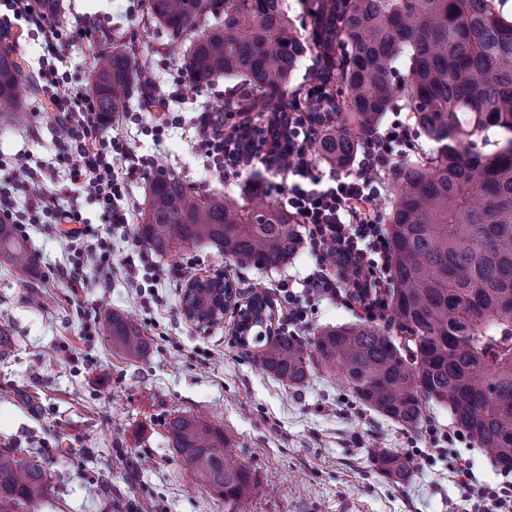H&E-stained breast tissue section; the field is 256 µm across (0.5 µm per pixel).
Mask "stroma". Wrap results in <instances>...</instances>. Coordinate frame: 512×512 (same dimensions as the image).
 <instances>
[{
  "label": "stroma",
  "mask_w": 512,
  "mask_h": 512,
  "mask_svg": "<svg viewBox=\"0 0 512 512\" xmlns=\"http://www.w3.org/2000/svg\"><path fill=\"white\" fill-rule=\"evenodd\" d=\"M56 24L73 29L82 20L93 37L74 38L62 53L74 80L93 85V55L105 40L136 46L146 69L171 87L182 70L164 52L168 35L151 24L143 0H57ZM222 78L208 89H183L170 102L182 125L156 135L134 92L109 136L123 141L144 163L125 179L123 203L146 208L150 179L165 172L199 193L240 195L250 170L207 173L194 151L191 123L199 112L218 107L235 86ZM28 114L17 125L0 117V180L12 176L10 157L27 152L35 165H56L54 144L61 129L49 91L26 94ZM26 242L38 258L30 277L0 259V330L12 342L0 357V448L40 456L52 489L43 512H470L473 502L454 474L458 459L472 465L477 480L497 485L504 471L471 437L453 452L438 450L435 433L454 429L447 405L429 402L420 428L411 429L362 405L349 387L311 362L310 377L287 387L264 372L256 342L234 336L236 315L199 327L182 313L189 282L216 272L230 280L240 300L263 286L274 324H281L280 281L298 285L318 264L309 244L275 269L225 259L214 244L198 243L154 259V294L123 271L108 288L89 274L74 292L48 280L65 264L69 249L50 224H32ZM131 315L150 343L139 359L113 351L106 336L112 313ZM358 304L328 300L315 304L297 336L366 321ZM176 414L196 416L224 430L232 454L255 478L243 499H224L185 465L168 441L167 422ZM379 447L410 460L400 480L382 471L370 455Z\"/></svg>",
  "instance_id": "1"
}]
</instances>
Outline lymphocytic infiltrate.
<instances>
[{
	"instance_id": "f902f5d3",
	"label": "lymphocytic infiltrate",
	"mask_w": 512,
	"mask_h": 512,
	"mask_svg": "<svg viewBox=\"0 0 512 512\" xmlns=\"http://www.w3.org/2000/svg\"><path fill=\"white\" fill-rule=\"evenodd\" d=\"M43 4L44 0H0L5 8L0 15V31H10L17 19L39 28L45 48L40 76L51 92L64 130L60 150L63 155L75 154L81 159L80 166L69 169L68 178L83 183L108 223L98 234H90L75 206L60 204L56 197L48 195L44 171L32 167L26 153L11 158L13 179L0 184V221L13 225L23 235L28 225L44 220L54 225L61 239L73 244L68 265L52 269L53 279L73 285L89 268L106 280L112 275V231L132 221L131 213L119 204L124 183L118 170L120 163L129 162L131 154L122 142L102 136L95 99L87 87L59 71L58 45L66 35ZM251 124L247 106L233 100L225 101L223 110L200 114L194 149L204 158L206 170L246 165L255 152L254 146L236 136L234 130ZM317 132L315 126L300 124L288 130L285 165L293 181L281 191L283 205L291 217L304 225L311 248L322 254L328 247H336L342 265L351 269L352 277L335 279L320 267L305 278L301 292L281 285L288 305L285 320L294 325L305 321L306 306L315 298L357 302L372 318L386 309L382 290L388 285L391 255L384 228L375 219L371 206L380 194L381 174L393 166L395 155L390 144L411 139L407 124L394 121L368 139L355 171L326 181L316 173L308 157L307 145ZM19 194L24 197L20 203L15 200Z\"/></svg>"
}]
</instances>
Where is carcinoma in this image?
<instances>
[{
	"label": "carcinoma",
	"instance_id": "carcinoma-1",
	"mask_svg": "<svg viewBox=\"0 0 512 512\" xmlns=\"http://www.w3.org/2000/svg\"><path fill=\"white\" fill-rule=\"evenodd\" d=\"M506 0H318L311 34L301 33L283 0H144L147 19L169 35L165 52L183 60L196 91L221 77H245L244 92L273 112L300 110L288 84L315 46L322 85L336 81L335 124L312 144L318 160L350 168L364 141L398 105L435 143L434 154L402 152L388 224L392 255L390 305L414 347L402 354L376 325L365 322L320 331L311 342L280 332L265 340L262 369L287 386L304 383L309 363L334 370L356 398L408 428L419 427L426 404L446 402L464 428L505 470H512V18ZM136 81L125 49L100 55L97 112L105 123L122 111ZM39 80L0 48V110L20 123L18 88ZM498 127L511 136L496 154L466 152L464 125ZM265 177L235 197L207 196L174 175L150 182V203L135 234L148 250L168 255L211 242L224 258L268 269L301 244L299 224L262 189ZM0 257L26 272L37 266L12 225L0 223ZM193 297L206 311L224 305L216 282L200 281ZM112 347L130 358L148 342L129 315L109 320ZM313 350L315 355L308 354ZM176 453L226 499L254 486L249 470L225 449L224 430L196 417L167 424ZM381 469L404 479L410 460L376 452ZM50 489L39 457L0 448V512H39Z\"/></svg>",
	"mask_w": 512,
	"mask_h": 512
}]
</instances>
